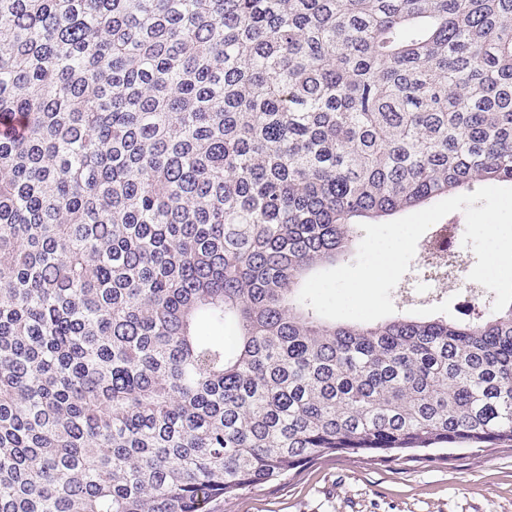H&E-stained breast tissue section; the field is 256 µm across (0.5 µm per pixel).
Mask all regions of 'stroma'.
I'll return each mask as SVG.
<instances>
[{
    "label": "stroma",
    "mask_w": 512,
    "mask_h": 512,
    "mask_svg": "<svg viewBox=\"0 0 512 512\" xmlns=\"http://www.w3.org/2000/svg\"><path fill=\"white\" fill-rule=\"evenodd\" d=\"M212 512H512V446L373 463L326 454Z\"/></svg>",
    "instance_id": "obj_1"
}]
</instances>
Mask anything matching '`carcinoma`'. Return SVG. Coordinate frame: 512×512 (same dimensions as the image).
Instances as JSON below:
<instances>
[{"instance_id": "cac0c4a2", "label": "carcinoma", "mask_w": 512, "mask_h": 512, "mask_svg": "<svg viewBox=\"0 0 512 512\" xmlns=\"http://www.w3.org/2000/svg\"><path fill=\"white\" fill-rule=\"evenodd\" d=\"M504 182L512 0H0V512L511 442L512 304L298 299L361 221Z\"/></svg>"}]
</instances>
